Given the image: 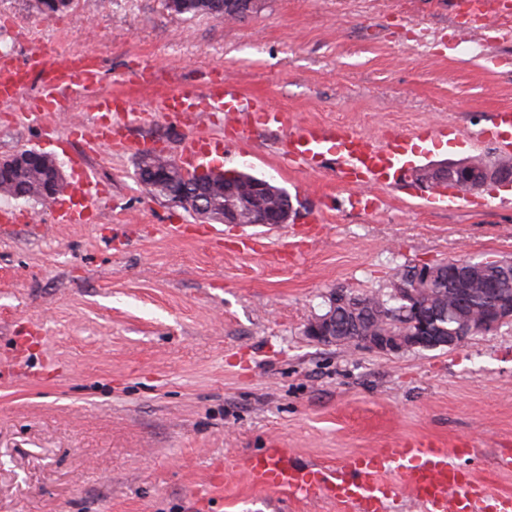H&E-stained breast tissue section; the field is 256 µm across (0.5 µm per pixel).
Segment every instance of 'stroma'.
Listing matches in <instances>:
<instances>
[{"label":"stroma","mask_w":512,"mask_h":512,"mask_svg":"<svg viewBox=\"0 0 512 512\" xmlns=\"http://www.w3.org/2000/svg\"><path fill=\"white\" fill-rule=\"evenodd\" d=\"M97 56L102 88L157 110L132 139L180 143L219 125L177 126L160 95L231 71L244 93L293 123L415 139L412 169L377 185V211H352L336 167L283 166L258 132L235 170L271 179L296 208L282 226L223 225L152 196L136 155L88 150L67 121L43 132L0 111V160L25 150L84 153L101 190L87 224L0 197L29 223L0 227V512H338L252 487L239 460L265 448L334 465L408 439L479 445L477 476L512 493L496 466L512 449V324L452 349L384 354L304 334L329 295L388 290L404 264L512 258V185L445 209L418 169L494 144L425 145L426 127L490 126L512 110V15L460 39L448 0H263L245 20L188 19L164 0H73L47 18L36 0H0V49ZM150 67L154 87L135 84ZM183 225L177 238L165 225Z\"/></svg>","instance_id":"35a3bbf8"}]
</instances>
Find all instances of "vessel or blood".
I'll list each match as a JSON object with an SVG mask.
<instances>
[{
  "label": "vessel or blood",
  "instance_id": "obj_1",
  "mask_svg": "<svg viewBox=\"0 0 512 512\" xmlns=\"http://www.w3.org/2000/svg\"><path fill=\"white\" fill-rule=\"evenodd\" d=\"M500 0H453L456 16L461 17L463 35L480 33L496 26ZM50 69L53 80L23 110L15 113L17 122L47 127L63 104L80 100L85 106L82 119L73 121V134L96 146L115 145L129 152L148 149L149 141H133L125 136L119 119L133 116L145 122L151 108L133 110L126 92L100 89L101 72L94 59L71 54L46 61L39 53L26 62L0 58V104L15 101L31 73ZM160 109L188 123L203 122L219 114L231 137L209 136L189 141L179 160L185 166L200 165L217 156L236 155L241 143L259 127L281 124V112L265 107L260 99L246 96L230 74L212 80L206 87H184L166 92ZM278 156L287 163L310 168L324 165L328 157L341 160L340 179L378 184L398 178L409 167L413 154L410 141L397 137L381 143L374 138L339 126L303 123L289 130L280 141ZM69 166L77 177L66 197L50 204L58 224H84L98 181L84 155H68ZM478 445L467 438L452 448L431 442H408L399 448H376L346 457L333 466H317L300 461L289 449L267 448L245 457L243 470L249 481L265 493L299 500L326 499L341 512H391L400 497H410L426 512H512L511 492H492L467 462L475 457Z\"/></svg>",
  "mask_w": 512,
  "mask_h": 512
}]
</instances>
